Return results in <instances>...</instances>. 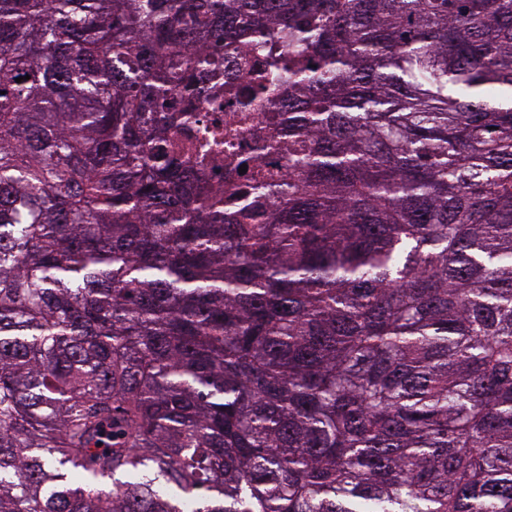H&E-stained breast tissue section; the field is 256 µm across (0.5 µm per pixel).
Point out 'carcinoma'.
Returning <instances> with one entry per match:
<instances>
[{
  "label": "carcinoma",
  "instance_id": "obj_1",
  "mask_svg": "<svg viewBox=\"0 0 512 512\" xmlns=\"http://www.w3.org/2000/svg\"><path fill=\"white\" fill-rule=\"evenodd\" d=\"M187 501L512 512V0H0V512ZM253 60L245 52L224 55V59H221L217 65L218 78L222 79V86L224 82L233 85L243 84V76L252 72ZM233 102L228 96L219 95L202 97L197 101L199 112L206 117H215L220 119L223 127L225 119H232L235 116L233 111Z\"/></svg>",
  "mask_w": 512,
  "mask_h": 512
}]
</instances>
